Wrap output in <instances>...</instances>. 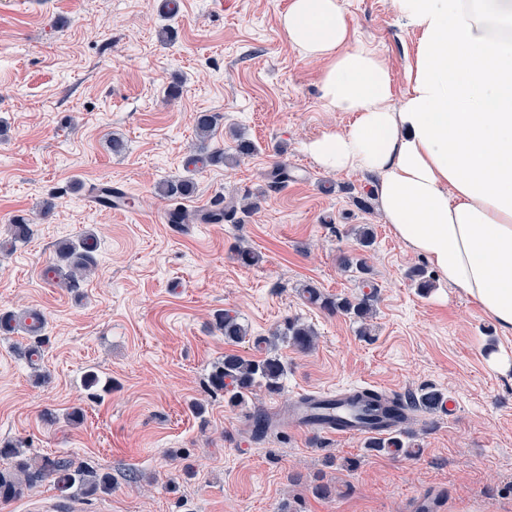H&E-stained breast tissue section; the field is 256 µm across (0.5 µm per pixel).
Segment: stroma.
Instances as JSON below:
<instances>
[{
    "label": "stroma",
    "mask_w": 512,
    "mask_h": 512,
    "mask_svg": "<svg viewBox=\"0 0 512 512\" xmlns=\"http://www.w3.org/2000/svg\"><path fill=\"white\" fill-rule=\"evenodd\" d=\"M288 2L183 0L167 14L153 0H0V313L38 308L47 321L34 366L20 353L31 336L0 335V443L112 479L108 492L65 498L48 478L0 512H411L429 489L440 512H512V335L393 235L375 174L330 173L305 151L351 117L323 106L321 63L285 39ZM344 5L353 44L384 58L399 107L418 31L390 0ZM200 112L215 114L209 146L234 165L188 169ZM115 135L126 143L118 155ZM278 163L290 178L276 186L267 173ZM164 180L194 184L180 202L192 214L218 198L254 206L231 223L179 229L165 221L172 200L155 191ZM105 181L137 197L136 214L91 206L89 189ZM18 215L32 234L13 247ZM363 224L375 233L367 248L355 235ZM90 233L91 275L75 288L46 280L58 243ZM242 248L253 264L240 262ZM347 257L365 259L366 272ZM308 287L373 292L370 335L309 303ZM227 310L247 325L245 341L225 342ZM289 320L316 336L305 352L278 342L288 365L279 393L258 387L233 405L212 391L226 352L262 356L257 339ZM495 353L508 366L491 365ZM91 370L100 386L89 390ZM347 386L406 400L433 389L455 411L419 410L397 450L281 422L296 397ZM76 409L83 417L70 421ZM258 412L276 421L261 435ZM319 483L330 497L315 494Z\"/></svg>",
    "instance_id": "stroma-1"
}]
</instances>
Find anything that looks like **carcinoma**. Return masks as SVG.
I'll list each match as a JSON object with an SVG mask.
<instances>
[{"mask_svg": "<svg viewBox=\"0 0 512 512\" xmlns=\"http://www.w3.org/2000/svg\"><path fill=\"white\" fill-rule=\"evenodd\" d=\"M196 133L201 149H207V143L215 131V117L202 113L196 117ZM159 194L166 198L175 199L186 197L194 192L190 181H169L158 187ZM11 242H24L31 236L30 224L23 218L14 219L9 224ZM94 243L85 237L75 243L63 241L57 246V253L65 265L47 268L45 276L56 279L69 288L76 287L94 265ZM307 301L327 310H341L358 319L366 318L367 304L364 301L355 302L349 298H332L322 294L315 288H308ZM224 339L239 343L244 340L248 331L238 322L237 318L226 313L221 317ZM313 330L299 322L289 321L277 332V337L289 341L295 348L303 351L310 348L313 342ZM270 352L260 359H246L235 353L224 355V360L214 367L211 375V385L217 390L232 389L230 400L238 402L251 393L256 387H263L270 393L281 390L283 379L288 367L275 354L276 343L268 341ZM352 399L364 403L365 409L373 406H384L387 410L400 413V404L396 401L385 400L378 392L370 389L357 390ZM0 460L6 465H0V500L9 501L22 497L34 483L47 477L54 479L57 488L63 492L80 486L89 494L109 489V480L103 477L92 482L74 470L70 460L66 458H31L25 455L23 449L13 444L0 447Z\"/></svg>", "mask_w": 512, "mask_h": 512, "instance_id": "1", "label": "carcinoma"}]
</instances>
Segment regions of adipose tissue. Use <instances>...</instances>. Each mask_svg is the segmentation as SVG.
I'll return each instance as SVG.
<instances>
[{
	"mask_svg": "<svg viewBox=\"0 0 512 512\" xmlns=\"http://www.w3.org/2000/svg\"><path fill=\"white\" fill-rule=\"evenodd\" d=\"M419 33L399 110L389 70L352 46L343 0H289V43L322 61L324 107L351 113L308 141L325 170L376 173L394 236L512 334V0H392Z\"/></svg>",
	"mask_w": 512,
	"mask_h": 512,
	"instance_id": "1",
	"label": "adipose tissue"
}]
</instances>
